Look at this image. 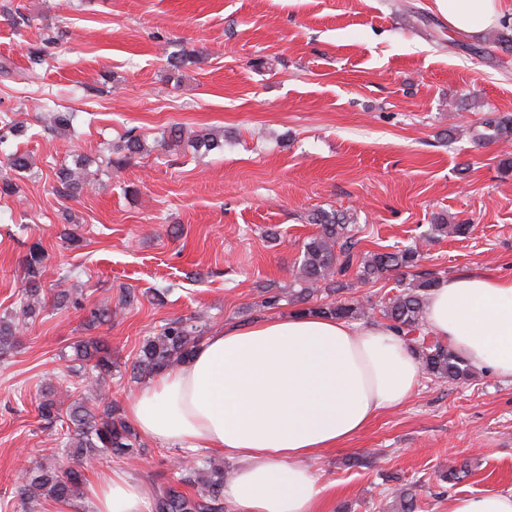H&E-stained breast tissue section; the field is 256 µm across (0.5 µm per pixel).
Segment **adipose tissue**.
Listing matches in <instances>:
<instances>
[{"label":"adipose tissue","mask_w":512,"mask_h":512,"mask_svg":"<svg viewBox=\"0 0 512 512\" xmlns=\"http://www.w3.org/2000/svg\"><path fill=\"white\" fill-rule=\"evenodd\" d=\"M449 29L480 34L502 0H435ZM426 324L477 371L512 379V278L469 273L433 288ZM420 366L378 324L295 312L227 324L156 376L128 405L139 432L169 447L213 450L237 467L224 498L239 512H319L309 463L413 393ZM95 512H147L144 488L119 471L88 487Z\"/></svg>","instance_id":"adipose-tissue-1"}]
</instances>
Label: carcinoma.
<instances>
[{"label": "carcinoma", "instance_id": "1", "mask_svg": "<svg viewBox=\"0 0 512 512\" xmlns=\"http://www.w3.org/2000/svg\"><path fill=\"white\" fill-rule=\"evenodd\" d=\"M59 40V32L46 29L38 43L28 50L31 67L45 61L48 49ZM198 61V53L184 46L167 55V65L173 78H180L188 65ZM506 126L503 118L488 117L483 122L485 131L478 134L482 140L497 136ZM25 134L23 126L0 116V141ZM191 141L199 147H218L217 139L209 132H189L181 126H171L158 145L169 150L179 149ZM146 135L129 130L122 139L108 148L100 157L99 166L120 170L133 159L148 151ZM8 168L16 174L30 171L32 163L24 151L7 156ZM90 187L87 165L76 156L73 165L62 164L54 173V192L62 199H74ZM310 223L318 231L302 246L298 276L288 295L296 302H303L316 293L336 294L346 287V280L354 273L364 281L378 280L391 272L415 269L424 259L423 250L411 243L394 247L390 251L356 250V225L345 213L317 211L311 214ZM470 232L468 224H433L426 233L428 238L464 237ZM47 253L40 241L32 242L19 260L24 269L25 288L20 295L19 313L0 318V357L12 352L19 345L20 328L39 317L45 303L42 301L41 280ZM437 280L428 273L407 282L392 297L371 302L343 297L308 312L330 316L338 320L374 322L380 314V324L392 330L404 343L413 358L426 374L443 382L468 381L476 376L474 369L443 339L430 334L426 327V303L429 292ZM56 306L83 308L82 299L66 289L54 294ZM112 301H104L89 309L85 318L86 329L93 330L112 322ZM205 325L199 317H178L164 324L160 332L145 337L135 358L133 378L144 380L185 362L198 347ZM74 360L78 371L89 374L96 385L99 402L93 408L79 399L62 395L53 390L43 396L38 411L45 428L66 415L71 422L61 441L63 454L56 463L48 466L36 462L25 469L23 479L14 487L16 512H40L44 503L69 504L82 498L81 485L84 475L79 467L94 456L129 459L144 449L136 447L138 433L126 418L123 409L110 398H103L106 380L112 376V349L101 338L92 337L73 343ZM224 466L214 464L206 457H192L190 463L176 471L173 480L158 487L150 503L151 512H224ZM392 512H418L417 494L411 487L403 488L390 505Z\"/></svg>", "mask_w": 512, "mask_h": 512}]
</instances>
